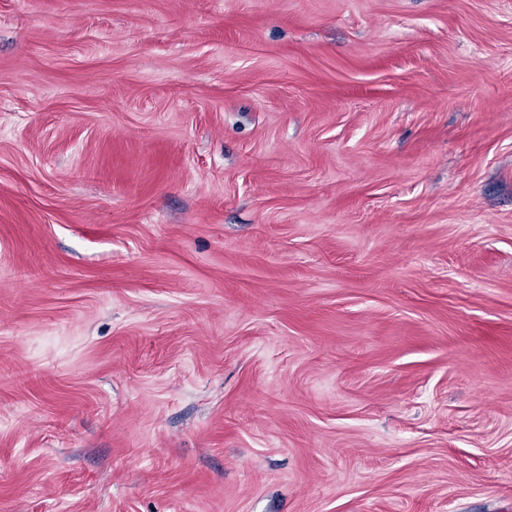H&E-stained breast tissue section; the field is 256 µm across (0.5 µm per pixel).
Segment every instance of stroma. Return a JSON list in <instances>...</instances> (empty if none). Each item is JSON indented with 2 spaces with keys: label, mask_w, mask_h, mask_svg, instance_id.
I'll return each instance as SVG.
<instances>
[{
  "label": "stroma",
  "mask_w": 512,
  "mask_h": 512,
  "mask_svg": "<svg viewBox=\"0 0 512 512\" xmlns=\"http://www.w3.org/2000/svg\"><path fill=\"white\" fill-rule=\"evenodd\" d=\"M0 512H512V0H0Z\"/></svg>",
  "instance_id": "35a3bbf8"
}]
</instances>
